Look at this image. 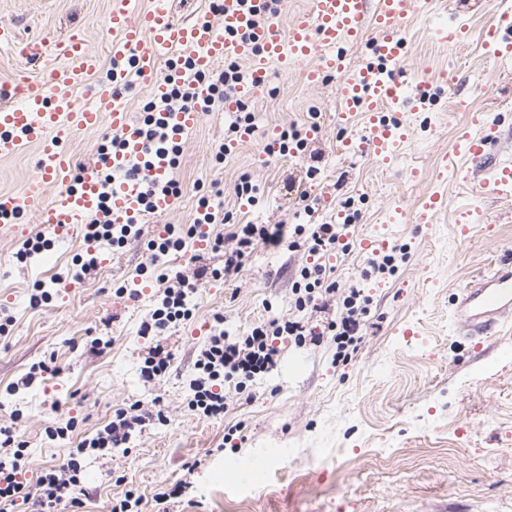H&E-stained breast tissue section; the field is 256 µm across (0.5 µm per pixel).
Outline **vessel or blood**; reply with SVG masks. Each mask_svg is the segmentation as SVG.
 Here are the masks:
<instances>
[{"instance_id": "obj_1", "label": "vessel or blood", "mask_w": 512, "mask_h": 512, "mask_svg": "<svg viewBox=\"0 0 512 512\" xmlns=\"http://www.w3.org/2000/svg\"><path fill=\"white\" fill-rule=\"evenodd\" d=\"M174 0H151L143 12L132 0H112L109 24L112 57L131 59V69L112 71L91 98H82L81 88L97 72L101 59L78 31H71L55 45L41 39H19L10 23L0 24V47L17 58L39 65L36 78H24L10 89H0V159L15 156L23 145L39 150L36 173L18 192H0V217L12 218L33 209L43 226L62 230L83 223L99 208L100 184L96 170H88L79 183H71V160L63 148L77 132L107 126L125 141L123 151L113 154L110 165L122 172L128 161L142 156L143 145L127 106L113 93L128 80L162 99L168 84L160 71L162 60H189L192 73H208L228 59L247 63L250 79L237 89L236 100L226 111L236 109L237 100L251 99L267 87L271 70L288 73L301 70L309 85L336 79V97L341 105L340 121L358 112L368 113L365 140L380 160H388L395 144V128L385 118L388 102L398 100L404 87L395 73L405 54L403 22L421 5V0H312L305 16L287 28L278 24L252 27L248 14L225 5L217 18L207 16L177 20ZM251 30L248 40L238 34ZM371 42L377 64L351 69L345 61L348 44ZM484 44L501 61L512 58V16L502 15L484 31ZM200 106L164 113L170 137L180 142L201 122ZM490 136L463 133L462 154L484 156ZM168 157L154 156L139 179L118 182L110 204L113 223L126 224L143 215L142 199L149 184L170 177ZM58 187L48 197L49 187ZM512 312V258L501 260L488 274L463 290L458 314L470 338L486 335L505 314Z\"/></svg>"}]
</instances>
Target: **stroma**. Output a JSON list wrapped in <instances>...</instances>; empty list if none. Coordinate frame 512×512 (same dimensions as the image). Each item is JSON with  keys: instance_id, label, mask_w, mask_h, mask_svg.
Segmentation results:
<instances>
[{"instance_id": "obj_1", "label": "stroma", "mask_w": 512, "mask_h": 512, "mask_svg": "<svg viewBox=\"0 0 512 512\" xmlns=\"http://www.w3.org/2000/svg\"><path fill=\"white\" fill-rule=\"evenodd\" d=\"M456 0H430L404 24L405 57L400 79L412 81L407 100L386 116L402 138L390 160L373 156L365 143L367 113L340 123L336 80L308 85L299 74L272 71L252 107L256 129L238 142L224 164L213 149L234 113H207L183 141L172 175L185 191L171 213L145 223V237L167 224H192L198 183H215L225 210L243 224H323L339 221L352 200L359 218L349 228V249L334 259L338 290L360 282L369 248L399 245L405 258L394 274L363 283L370 302L363 338L351 359L335 362L336 345L279 344L277 371L245 393L232 396L223 417L192 411L188 379L198 348L222 315L225 333L246 335L256 324L295 314L293 283L302 252L256 245L232 279L196 281L201 267H222L219 253L193 246L171 252V273L195 280L193 318L164 336H141L156 282L141 284L142 243L101 251L99 267L80 281L56 283L84 249L80 229L51 235L49 251L21 263L23 240L42 233L34 212L0 233V307L15 323L0 338V427H12L28 448L25 479L35 483L46 468L106 425L115 410L135 404L162 411L136 431L128 450L90 456L84 462L88 490L78 511L112 512L126 491L141 495L152 512L155 493L192 480L189 494L171 500L169 512H512V315L473 349L455 315L464 288L512 250V186L493 183L512 167V64L488 58L482 33L512 0H489L465 17L466 43L440 40L436 28L455 15ZM111 0H0V22L22 36L48 40L80 30L101 57L92 83L105 79L112 38ZM318 110L320 128L307 151L288 157L266 146L282 127L305 123ZM496 126L486 156L458 154L461 132L483 134ZM37 149L24 145L0 159V191H19L34 173ZM319 174L308 178L310 166ZM248 174L259 202L241 206L235 184ZM443 200L433 223L412 214L431 194ZM470 225L461 235L459 225ZM50 289L48 304L34 308V285ZM138 298H130L132 289ZM107 339L99 353L91 338ZM162 345L173 360L169 372L144 382L140 369L150 348ZM52 373L26 395H10L37 362ZM60 416L77 425L65 438L48 439L46 426ZM242 428L234 447L226 435ZM277 458L251 480H225L230 463L264 449ZM201 460L195 473L185 463Z\"/></svg>"}]
</instances>
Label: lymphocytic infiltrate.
Wrapping results in <instances>:
<instances>
[{
  "label": "lymphocytic infiltrate",
  "mask_w": 512,
  "mask_h": 512,
  "mask_svg": "<svg viewBox=\"0 0 512 512\" xmlns=\"http://www.w3.org/2000/svg\"><path fill=\"white\" fill-rule=\"evenodd\" d=\"M249 78L236 61H225L222 70L197 76L195 84L170 82L166 96L161 100H149L143 106V120L138 126L145 152L170 149L173 157H180V145L167 141V134L157 120L160 112H178L195 103V87L203 85L208 90V106H221L233 98L240 85ZM355 215H347L342 224L295 225L293 232H286L281 224H239L232 234L235 248L228 249L220 237H209L204 228L210 224L230 222L229 214L211 205L208 197L200 199V215L194 224L179 228L164 225L161 236L147 243L149 265L158 270V279L163 283L152 310L140 325L144 336H162L173 324L190 320L193 316L192 298L196 292L194 284L181 275L163 273L164 259L173 250H181L186 241L195 237L204 240L212 252L223 253L224 266L211 270L212 278H230L242 268L243 259L255 243L276 248L283 241L292 247L303 249L307 260L299 271L293 291L295 306L300 317L277 318L253 326L247 335L228 337L223 332H212L202 345L194 363L195 373L189 382L192 398L190 407L199 415L215 418L223 414L227 405L224 390L226 381L234 377L251 381L270 373L277 365L278 340L288 336L296 344H320L324 337H332L336 344L337 361H347L351 351L356 350L362 339V326L368 308L363 305V289L349 288L342 301L343 310L339 319L330 321L323 331L310 326L305 311L320 312L328 300L336 294V284L330 279L332 271L328 264L330 256L346 252L349 223ZM131 232L130 225L112 224L107 212L90 217L85 225L86 245L80 259L81 273H88L100 263L99 250L102 245L123 246ZM146 414L121 408L115 411L112 420L93 437L83 439L72 449L67 458L47 469L35 485H27L23 479L27 450L24 442L18 441L13 430L0 427V512H15L19 503L29 502L33 512H56L61 503L71 507L81 504L76 491L82 486L83 462L87 456H104L112 450L130 443L139 426L144 425Z\"/></svg>",
  "instance_id": "obj_1"
}]
</instances>
